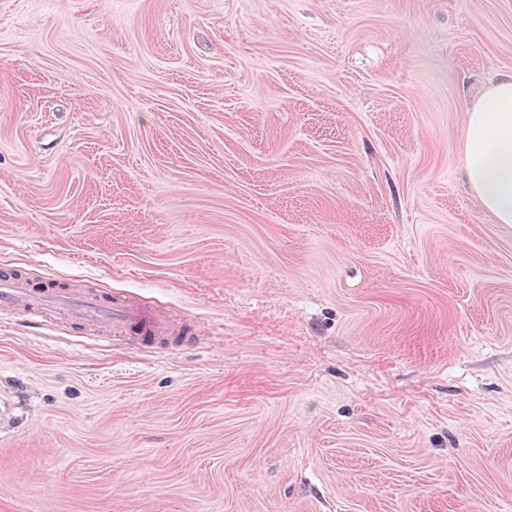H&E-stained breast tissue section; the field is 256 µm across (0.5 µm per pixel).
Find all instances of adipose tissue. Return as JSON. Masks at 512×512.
<instances>
[{"label":"adipose tissue","instance_id":"1","mask_svg":"<svg viewBox=\"0 0 512 512\" xmlns=\"http://www.w3.org/2000/svg\"><path fill=\"white\" fill-rule=\"evenodd\" d=\"M469 187L496 223L512 224V76L498 80L467 112Z\"/></svg>","mask_w":512,"mask_h":512}]
</instances>
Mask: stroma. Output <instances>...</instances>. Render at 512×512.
<instances>
[{"label":"stroma","mask_w":512,"mask_h":512,"mask_svg":"<svg viewBox=\"0 0 512 512\" xmlns=\"http://www.w3.org/2000/svg\"><path fill=\"white\" fill-rule=\"evenodd\" d=\"M512 0H0V512H512V224L468 109ZM22 314L34 323L79 330L103 341L147 347L177 336L166 314L126 295L97 288H63L30 280L18 270L0 271V318Z\"/></svg>","instance_id":"1"}]
</instances>
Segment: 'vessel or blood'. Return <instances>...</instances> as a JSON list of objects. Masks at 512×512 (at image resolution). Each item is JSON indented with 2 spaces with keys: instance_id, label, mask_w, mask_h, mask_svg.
Here are the masks:
<instances>
[{
  "instance_id": "obj_1",
  "label": "vessel or blood",
  "mask_w": 512,
  "mask_h": 512,
  "mask_svg": "<svg viewBox=\"0 0 512 512\" xmlns=\"http://www.w3.org/2000/svg\"><path fill=\"white\" fill-rule=\"evenodd\" d=\"M15 314L135 347L154 345L176 333L166 314L135 298L108 296L96 288H64L5 269L0 271V318Z\"/></svg>"
}]
</instances>
